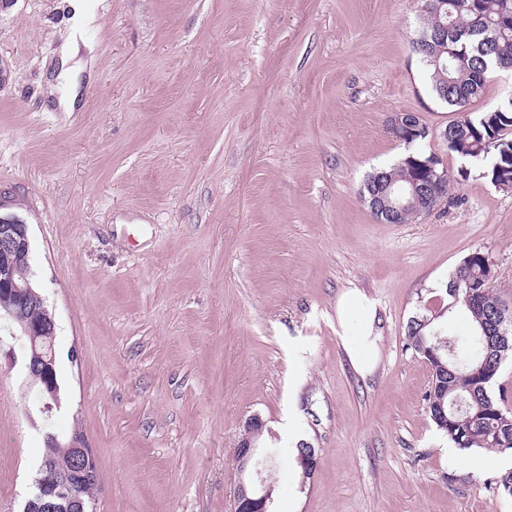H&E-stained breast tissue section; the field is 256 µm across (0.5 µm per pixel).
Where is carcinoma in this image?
Instances as JSON below:
<instances>
[{
	"instance_id": "carcinoma-1",
	"label": "carcinoma",
	"mask_w": 512,
	"mask_h": 512,
	"mask_svg": "<svg viewBox=\"0 0 512 512\" xmlns=\"http://www.w3.org/2000/svg\"><path fill=\"white\" fill-rule=\"evenodd\" d=\"M439 11L423 14L422 24L412 40V49L430 72L431 90L435 97L450 107L458 109L477 97L483 90L488 74L499 64H512V0H438ZM448 29L443 41L431 34ZM448 151L467 160H484L492 157L489 175L503 187L504 175L512 172V95L500 105L477 116L465 115L448 123ZM427 154L417 152L412 159L400 161L387 168L402 185L420 167ZM483 252L475 249L471 260L465 264V273L471 282L483 279ZM459 270H454L447 285L448 296L459 290V300L452 304L465 305L466 282H458ZM482 304L468 308L471 316V333L463 340H448V350L440 353V360L430 363L432 376L440 382L434 394L427 395V412L436 427L448 440L462 450L487 449L500 453L512 451V444L501 441L504 434L512 436V411L504 407L505 390L494 397L495 384L503 364L512 358V324L499 354L485 358L486 340L479 325L487 318L488 311L501 303L493 286L477 288ZM488 360L486 373L478 377L474 370L483 360ZM455 364V374L445 378L440 375L441 364ZM449 420L437 414L438 406L455 402ZM71 466V453L67 448L44 445L40 464L33 477V484L52 487Z\"/></svg>"
}]
</instances>
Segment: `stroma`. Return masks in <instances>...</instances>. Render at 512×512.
Returning <instances> with one entry per match:
<instances>
[{
  "instance_id": "obj_1",
  "label": "stroma",
  "mask_w": 512,
  "mask_h": 512,
  "mask_svg": "<svg viewBox=\"0 0 512 512\" xmlns=\"http://www.w3.org/2000/svg\"><path fill=\"white\" fill-rule=\"evenodd\" d=\"M73 112L49 84L69 0L0 9V214L29 226L56 324L60 405L0 340V512H22L45 430H80L96 512H232L244 422L274 512H512V455L451 450L427 413L431 369L406 329L464 336L456 266L481 249L512 307V189L448 152L458 111L411 48L416 0H85ZM420 113L452 189L380 223L366 176L409 147L387 119ZM373 324L339 315L348 291ZM373 364L348 352L363 336ZM318 469L303 482L300 445Z\"/></svg>"
}]
</instances>
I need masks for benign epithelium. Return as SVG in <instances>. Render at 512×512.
<instances>
[{"label": "benign epithelium", "instance_id": "benign-epithelium-1", "mask_svg": "<svg viewBox=\"0 0 512 512\" xmlns=\"http://www.w3.org/2000/svg\"><path fill=\"white\" fill-rule=\"evenodd\" d=\"M391 134L399 141L409 144L413 133H430L417 112H397L389 120ZM428 176H414L409 180V188H403L388 178L384 171L377 173L375 183L370 189L367 204L381 222L394 223L396 214L405 207L403 200L411 196L420 203L421 210L429 213L438 207L448 193L442 192L448 183V170L437 154L424 161ZM0 255L8 258V263L0 267V295L7 296L19 303L31 304L43 310V319L23 325L17 336L21 347V359L26 378L40 384L43 404L41 412L49 411L58 402L59 383L56 374V352L54 344L47 338L55 336V322L46 310L43 296L30 285L32 267L30 256L29 227L17 218L0 216ZM512 318V310L502 306L488 314L486 322L481 324L482 334L490 344L503 341L506 333L501 331L505 321ZM264 422L254 415L245 422V434L235 448L234 458L240 473V479L233 492V512H272L271 477L261 480L255 486L245 475L255 458L256 441L251 433L262 429ZM66 447L72 457L71 470L52 490L42 487L33 494L25 506L26 512H55L58 502L63 501L69 512H91L83 499L73 494L72 489L79 482H95L98 469L94 452L83 434L74 432L68 438Z\"/></svg>", "mask_w": 512, "mask_h": 512}]
</instances>
